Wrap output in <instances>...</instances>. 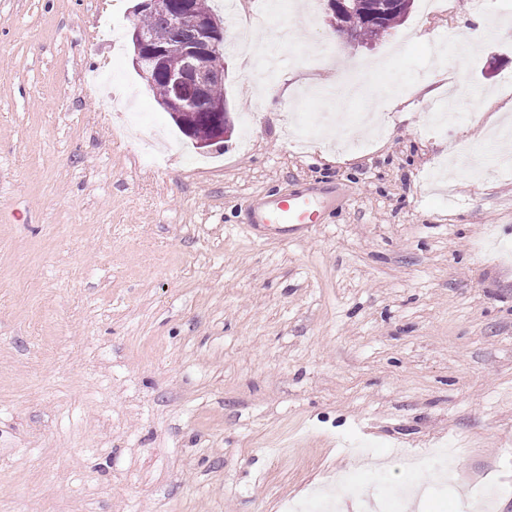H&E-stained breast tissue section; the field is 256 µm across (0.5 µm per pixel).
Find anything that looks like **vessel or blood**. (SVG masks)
<instances>
[{
  "label": "vessel or blood",
  "mask_w": 512,
  "mask_h": 512,
  "mask_svg": "<svg viewBox=\"0 0 512 512\" xmlns=\"http://www.w3.org/2000/svg\"><path fill=\"white\" fill-rule=\"evenodd\" d=\"M332 194L329 191L272 194L246 200L245 224L256 237L277 236L287 241L321 223L323 212Z\"/></svg>",
  "instance_id": "b4317fda"
}]
</instances>
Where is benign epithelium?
<instances>
[{"instance_id":"1","label":"benign epithelium","mask_w":512,"mask_h":512,"mask_svg":"<svg viewBox=\"0 0 512 512\" xmlns=\"http://www.w3.org/2000/svg\"><path fill=\"white\" fill-rule=\"evenodd\" d=\"M412 0H366L365 12L376 22H382L390 11L407 12ZM134 16L143 13L161 14L175 30L185 29L192 34L184 48V67L180 71L166 69V50L162 41L132 23L130 35L133 45V64L147 84L153 76L165 78L169 88L163 108L178 123L181 130L199 149L212 143L209 137L195 133L191 116L195 104L205 102L211 85L224 80V21L214 15H201L193 0H137ZM213 133L222 136L230 120L224 102L210 105Z\"/></svg>"}]
</instances>
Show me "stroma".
<instances>
[{
    "label": "stroma",
    "mask_w": 512,
    "mask_h": 512,
    "mask_svg": "<svg viewBox=\"0 0 512 512\" xmlns=\"http://www.w3.org/2000/svg\"><path fill=\"white\" fill-rule=\"evenodd\" d=\"M134 0H0V512H512V171L456 167L512 101V0H415L376 38L284 51L257 99L224 52L232 131L199 152L133 65ZM339 59L408 82L383 124L295 90ZM444 43L460 63L413 88ZM336 188L326 223L259 241L239 203Z\"/></svg>",
    "instance_id": "35a3bbf8"
}]
</instances>
